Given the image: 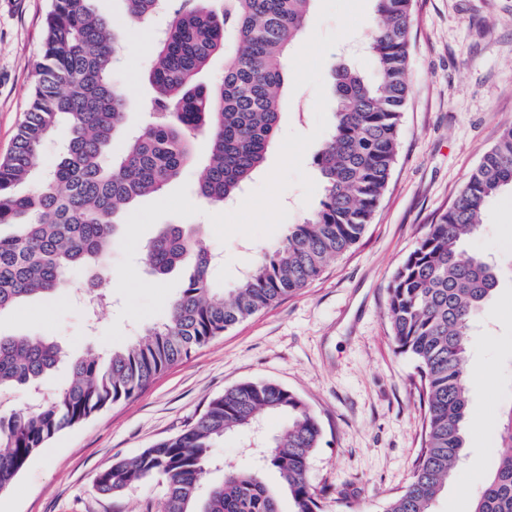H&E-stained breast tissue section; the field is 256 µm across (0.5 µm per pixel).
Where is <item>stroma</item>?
<instances>
[{"mask_svg": "<svg viewBox=\"0 0 512 512\" xmlns=\"http://www.w3.org/2000/svg\"><path fill=\"white\" fill-rule=\"evenodd\" d=\"M120 35L116 75L131 105L127 130L141 127L152 94L144 77L169 16L139 23L124 0H94ZM48 0H0V157L12 146L35 84ZM374 0H315L288 56L278 133L261 169L227 206L196 195L207 163L206 137L194 160L162 197L127 209L106 264L112 305L98 318L78 299L95 281L72 272L55 299L0 314V333L39 334L77 358L104 355L163 321L190 272L153 277L142 246L162 227L199 231L221 261L211 284L230 289L255 258L277 246L291 225L318 205L323 185L314 158L330 134L332 70L371 74L364 47ZM411 93L397 162L360 242L330 261L299 293L249 317L160 374L136 397L113 404L50 439L0 491V512H157L161 479L108 496L95 488L114 458L131 457L185 429L208 402L238 383L274 381L298 393L319 417L322 442L309 479L325 512H383L411 480L422 411L416 365L398 354L386 314V286L435 215L448 208L469 174L512 125V0H414ZM468 250L491 256L499 284L472 338V404L463 457L435 512H465L459 491L475 499L494 469L502 422L512 409V193L492 199ZM253 435H225L212 450L201 489L221 482L225 466L254 467Z\"/></svg>", "mask_w": 512, "mask_h": 512, "instance_id": "35a3bbf8", "label": "stroma"}]
</instances>
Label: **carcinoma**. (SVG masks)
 I'll use <instances>...</instances> for the list:
<instances>
[{
  "label": "carcinoma",
  "mask_w": 512,
  "mask_h": 512,
  "mask_svg": "<svg viewBox=\"0 0 512 512\" xmlns=\"http://www.w3.org/2000/svg\"><path fill=\"white\" fill-rule=\"evenodd\" d=\"M92 2L51 0L39 79L11 151L0 160V225L19 226L15 234L0 235V313L36 295L53 297L76 268L98 267L121 226L120 210L176 180L200 134L208 136L209 159L197 195L214 204L235 199L275 140L288 53L314 0L171 5L172 20L146 74L154 90L146 106L149 119L113 163L106 156L124 128L129 101L113 78L118 38ZM125 2L129 17L139 22L159 7L158 0ZM374 2L365 50L375 76L333 70V130L314 159L324 184L319 205L227 294L210 288L214 257L202 240L180 225L162 228L143 249L151 272L163 277L187 258L194 261L167 318L105 358L88 353L71 361L70 380L52 399L0 416V490L60 431L136 396L195 349L306 287L329 260L360 240L396 161L410 89L413 0ZM228 35L237 48L225 60L222 77L201 83L199 75ZM61 126L69 130L61 160L39 175L33 157ZM36 181L38 188L20 191ZM507 189L512 125L500 131L459 196L435 216L387 285L392 337L397 352L416 364L424 427L413 476L385 512H432L462 456L471 404L469 336L499 282L493 264L467 253L463 244L477 232L486 203ZM65 358L45 336L0 335V391L38 388ZM263 413L283 420L265 442V464L278 472L293 512H323L309 480L321 423L299 395L273 382L226 389L178 435L134 457L114 459L97 474L95 487L118 495L135 482L160 478L166 491L159 512H278L277 492L259 472L233 466L206 499L197 496L215 442L253 427ZM499 448L496 470L472 512H512V410Z\"/></svg>",
  "instance_id": "cac0c4a2"
}]
</instances>
